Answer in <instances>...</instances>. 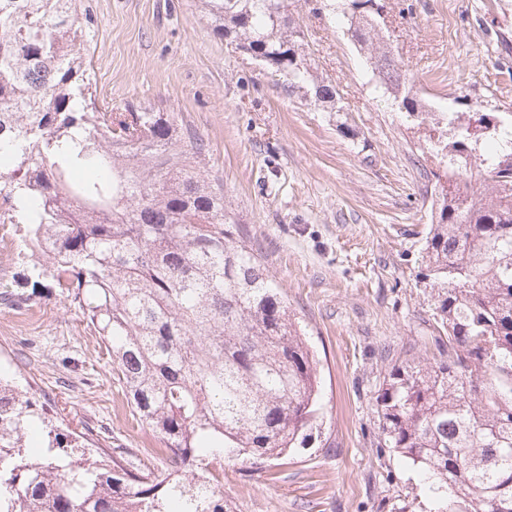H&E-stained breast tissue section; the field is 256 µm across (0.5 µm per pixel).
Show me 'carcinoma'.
I'll return each mask as SVG.
<instances>
[{
	"label": "carcinoma",
	"instance_id": "obj_1",
	"mask_svg": "<svg viewBox=\"0 0 512 512\" xmlns=\"http://www.w3.org/2000/svg\"><path fill=\"white\" fill-rule=\"evenodd\" d=\"M212 32L269 60L287 90H336L285 21L293 0H202ZM361 50L386 44L382 0H327ZM78 0H0V198L26 252L6 306L40 288L82 313L134 416L169 451L158 471L47 447L51 420L0 384V512H228L208 459L273 460L306 438L316 365L252 246L229 230L204 144L174 113L96 109ZM376 89L428 124L444 174L423 249L448 356L394 364L376 397L386 447L453 493L440 512H512V121L423 112L404 65ZM31 292H26V289Z\"/></svg>",
	"mask_w": 512,
	"mask_h": 512
}]
</instances>
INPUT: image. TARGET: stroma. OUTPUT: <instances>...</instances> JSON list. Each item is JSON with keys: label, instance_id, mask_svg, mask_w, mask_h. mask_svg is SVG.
<instances>
[{"label": "stroma", "instance_id": "35a3bbf8", "mask_svg": "<svg viewBox=\"0 0 512 512\" xmlns=\"http://www.w3.org/2000/svg\"><path fill=\"white\" fill-rule=\"evenodd\" d=\"M381 24L429 112L512 117V0H385ZM298 0L312 66L335 107L289 93L215 36L200 0H82L96 101L178 113L203 139L235 230L309 333L320 409L279 459L214 460L230 512H433L417 471L379 430L396 360L440 356L422 252L437 189L423 130L374 89L366 51ZM0 305V378L45 409L66 445L127 450L159 468L163 444L132 414L112 360L69 301Z\"/></svg>", "mask_w": 512, "mask_h": 512}]
</instances>
